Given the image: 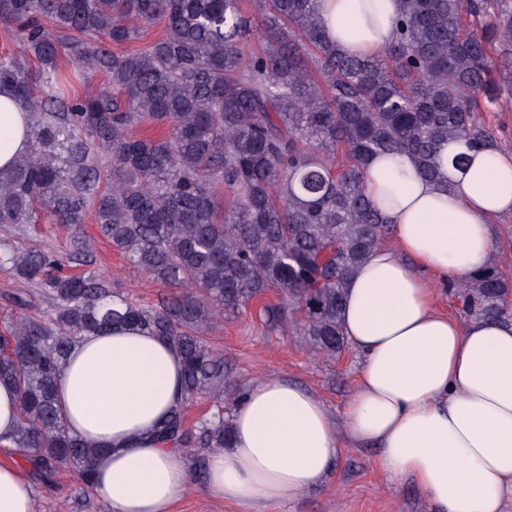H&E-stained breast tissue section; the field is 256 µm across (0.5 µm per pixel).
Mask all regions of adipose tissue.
<instances>
[{"instance_id":"ef3b65f1","label":"adipose tissue","mask_w":512,"mask_h":512,"mask_svg":"<svg viewBox=\"0 0 512 512\" xmlns=\"http://www.w3.org/2000/svg\"><path fill=\"white\" fill-rule=\"evenodd\" d=\"M401 0H320L337 47L369 56L389 45ZM27 108L0 86V172L30 146ZM451 187L418 176L404 155H379L367 195L391 240L347 285L342 326L361 355L342 418L308 389L279 378L252 384L233 413L232 446L210 456L214 499L262 512L320 485L343 439L369 441L381 468L409 478L434 512H504L512 499V321L440 312L437 289L482 272L493 221L512 214V152L473 156L467 172L441 164ZM183 363L139 329L87 336L56 375L69 428L99 447L92 490L110 512H172L189 484L181 449L156 427L183 400ZM0 512H35L30 479L0 465Z\"/></svg>"}]
</instances>
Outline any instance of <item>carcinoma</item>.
I'll list each match as a JSON object with an SVG mask.
<instances>
[{"label": "carcinoma", "mask_w": 512, "mask_h": 512, "mask_svg": "<svg viewBox=\"0 0 512 512\" xmlns=\"http://www.w3.org/2000/svg\"><path fill=\"white\" fill-rule=\"evenodd\" d=\"M402 3L392 42L361 58L330 39L319 0H254L266 38L259 53L249 48L241 0H0V22L17 26L24 55L38 63L0 58V85L23 100L32 127L28 152L0 172V224H34L40 211L60 224L91 215L128 262L181 289L143 306L102 274L63 273L52 250L0 242V269L37 285L50 306L0 334V383L19 400L11 443L34 480L67 472L90 486L99 448L67 427L55 386L83 336L136 327L179 352L184 400L156 434L190 456L199 482L208 456L229 447L245 394L204 336L216 312L276 289L302 311L299 333L311 350H343L347 282L390 236L366 193L367 162L405 153L443 183V146H497L477 116L479 98L491 104L512 89V61L500 53L512 45V0ZM492 5L489 23L468 24ZM45 19L77 34L71 61L112 90H64ZM158 23L163 35L133 53L81 39L121 46ZM141 126L164 132L131 136ZM451 291L463 312L486 320L512 306V284L492 265ZM201 397L214 410L191 422L187 411Z\"/></svg>", "instance_id": "cac0c4a2"}]
</instances>
